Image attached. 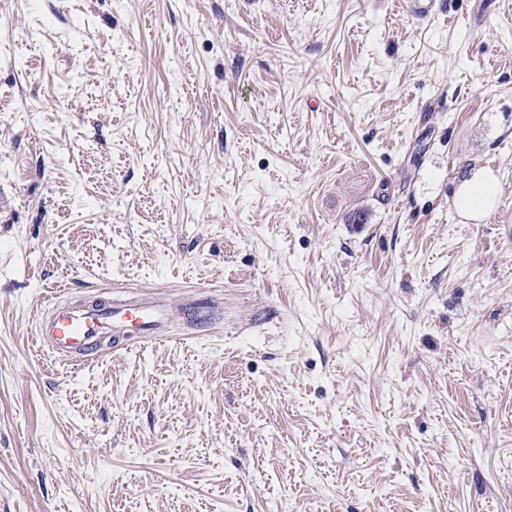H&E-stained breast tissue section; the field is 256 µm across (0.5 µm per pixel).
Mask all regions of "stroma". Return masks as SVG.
I'll use <instances>...</instances> for the list:
<instances>
[{"instance_id": "obj_1", "label": "stroma", "mask_w": 512, "mask_h": 512, "mask_svg": "<svg viewBox=\"0 0 512 512\" xmlns=\"http://www.w3.org/2000/svg\"><path fill=\"white\" fill-rule=\"evenodd\" d=\"M0 512H512V0H0ZM454 198L457 211L466 221L481 222L499 202V181L491 172L478 171L459 182ZM164 300L90 301L79 307L54 300L39 319L37 336L61 357L77 355L88 361L99 353L104 336L126 348L147 337H163L170 324Z\"/></svg>"}]
</instances>
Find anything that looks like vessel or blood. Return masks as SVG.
<instances>
[{"label": "vessel or blood", "mask_w": 512, "mask_h": 512, "mask_svg": "<svg viewBox=\"0 0 512 512\" xmlns=\"http://www.w3.org/2000/svg\"><path fill=\"white\" fill-rule=\"evenodd\" d=\"M170 311L163 300L91 301L78 307L53 301L39 321L37 336L59 356L89 360L99 353L103 337L124 346L168 331Z\"/></svg>", "instance_id": "1"}]
</instances>
